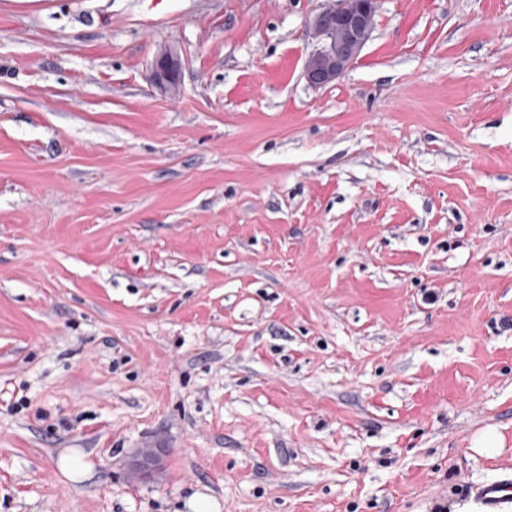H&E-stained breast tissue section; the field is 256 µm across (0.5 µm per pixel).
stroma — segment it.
Returning <instances> with one entry per match:
<instances>
[{"label":"stroma","mask_w":512,"mask_h":512,"mask_svg":"<svg viewBox=\"0 0 512 512\" xmlns=\"http://www.w3.org/2000/svg\"><path fill=\"white\" fill-rule=\"evenodd\" d=\"M321 4L0 0V512H481L512 472V0H382L315 88ZM182 61L171 47L158 49L152 64L151 80L164 93L176 94L180 89ZM167 448L160 443H148L136 448L125 462L128 478L142 481L153 478L164 467Z\"/></svg>","instance_id":"obj_1"}]
</instances>
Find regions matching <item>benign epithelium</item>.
<instances>
[{"label": "benign epithelium", "instance_id": "1", "mask_svg": "<svg viewBox=\"0 0 512 512\" xmlns=\"http://www.w3.org/2000/svg\"><path fill=\"white\" fill-rule=\"evenodd\" d=\"M380 0H326L314 15L310 30L318 46L304 67V76L312 87H322L341 78L362 52V33L369 29L379 9ZM182 61L170 47L158 49L152 64L151 80L164 93L180 89ZM167 448L148 443L137 449L125 462L128 478L142 481L153 478L164 467Z\"/></svg>", "mask_w": 512, "mask_h": 512}]
</instances>
